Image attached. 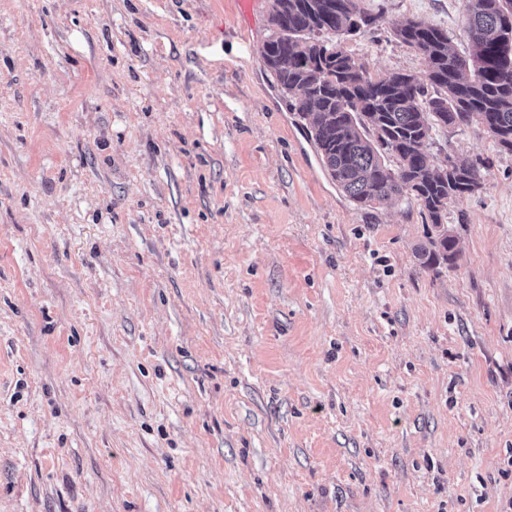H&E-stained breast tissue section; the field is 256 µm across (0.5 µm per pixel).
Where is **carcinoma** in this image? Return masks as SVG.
Here are the masks:
<instances>
[{
    "label": "carcinoma",
    "instance_id": "1",
    "mask_svg": "<svg viewBox=\"0 0 512 512\" xmlns=\"http://www.w3.org/2000/svg\"><path fill=\"white\" fill-rule=\"evenodd\" d=\"M468 52L450 46L448 32L407 19L394 37L428 63L426 81L408 74L375 79L351 55L324 39L376 24L358 0H274L264 67L288 107L307 121L331 177L360 205L415 200L431 222L419 249L428 267L457 259L453 235H437L448 205L477 192L482 161L448 158L447 173L429 160L435 127L473 126L512 153V0H465ZM398 161L395 170L385 159Z\"/></svg>",
    "mask_w": 512,
    "mask_h": 512
}]
</instances>
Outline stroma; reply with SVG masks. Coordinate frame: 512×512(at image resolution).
Returning <instances> with one entry per match:
<instances>
[{
    "label": "stroma",
    "mask_w": 512,
    "mask_h": 512,
    "mask_svg": "<svg viewBox=\"0 0 512 512\" xmlns=\"http://www.w3.org/2000/svg\"><path fill=\"white\" fill-rule=\"evenodd\" d=\"M335 41L425 77L414 18ZM273 0H0V512H512V154L417 256L359 207L261 58Z\"/></svg>",
    "instance_id": "1"
}]
</instances>
